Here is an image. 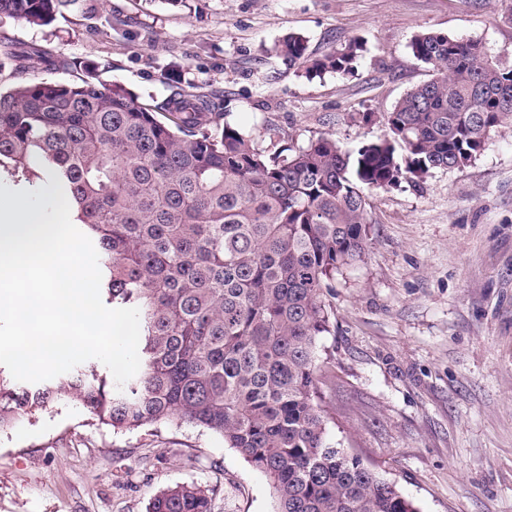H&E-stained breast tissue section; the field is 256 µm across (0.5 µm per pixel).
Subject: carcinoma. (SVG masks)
Instances as JSON below:
<instances>
[{
  "instance_id": "carcinoma-1",
  "label": "carcinoma",
  "mask_w": 512,
  "mask_h": 512,
  "mask_svg": "<svg viewBox=\"0 0 512 512\" xmlns=\"http://www.w3.org/2000/svg\"><path fill=\"white\" fill-rule=\"evenodd\" d=\"M77 0H0V16L43 25ZM360 47L320 58L290 36L276 51L306 71L350 74ZM411 50L436 78L385 114L354 151L320 136L261 150L216 99L179 89L154 108L92 67L32 47L31 75L0 91V171L60 181L95 244L106 302L140 313L139 372L123 388L93 365L36 387L0 376V430L67 398L98 422L188 424L221 436L264 473L275 512H418L396 484L330 441L319 388L323 300L362 260L366 191L466 165L512 120V66L471 39L422 32ZM150 512H211L179 484Z\"/></svg>"
}]
</instances>
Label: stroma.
I'll list each match as a JSON object with an SVG mask.
<instances>
[{"label": "stroma", "mask_w": 512, "mask_h": 512, "mask_svg": "<svg viewBox=\"0 0 512 512\" xmlns=\"http://www.w3.org/2000/svg\"><path fill=\"white\" fill-rule=\"evenodd\" d=\"M425 31L510 52L512 0H78L46 25L0 20V38L93 65L142 103L216 96L262 148L382 136L433 76L410 48ZM292 33L313 58L358 43L355 71L309 77L274 50ZM366 196V255L325 292L329 436L419 512H512V124L464 166ZM182 483L206 487L212 512L275 510L267 477L198 427L114 429L62 399L0 431V512H147Z\"/></svg>", "instance_id": "1"}]
</instances>
